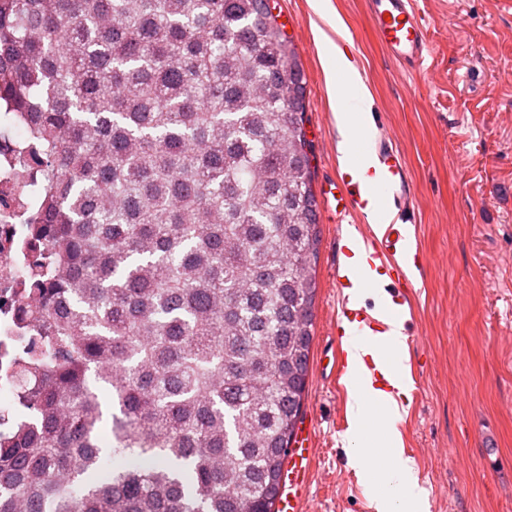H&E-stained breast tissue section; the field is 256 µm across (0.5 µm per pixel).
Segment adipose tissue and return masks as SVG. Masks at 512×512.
I'll use <instances>...</instances> for the list:
<instances>
[{
	"label": "adipose tissue",
	"instance_id": "1",
	"mask_svg": "<svg viewBox=\"0 0 512 512\" xmlns=\"http://www.w3.org/2000/svg\"><path fill=\"white\" fill-rule=\"evenodd\" d=\"M322 63L328 80L337 92L335 119L343 137L341 151H348L352 139V114L346 102L353 99L364 101L365 93L357 79L341 82L346 70V61L340 57L332 38H325ZM392 364L386 371L393 389L386 392L373 387L364 391H350L348 408L351 414L350 439L356 441L349 462L360 480L375 494V512H417L420 493L417 485L415 463L403 456L399 446L400 421L398 397L408 390V381L403 373L402 334L389 339Z\"/></svg>",
	"mask_w": 512,
	"mask_h": 512
}]
</instances>
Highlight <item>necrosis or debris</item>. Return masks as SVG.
<instances>
[{"mask_svg": "<svg viewBox=\"0 0 512 512\" xmlns=\"http://www.w3.org/2000/svg\"><path fill=\"white\" fill-rule=\"evenodd\" d=\"M31 140L16 113L0 108V431L20 419L19 401L33 390L36 378L22 379L15 367L20 351L39 347L40 326L20 320L19 308L28 277L26 217L33 205L29 192Z\"/></svg>", "mask_w": 512, "mask_h": 512, "instance_id": "obj_1", "label": "necrosis or debris"}]
</instances>
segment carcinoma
Here are the masks:
<instances>
[{
    "instance_id": "1",
    "label": "carcinoma",
    "mask_w": 512,
    "mask_h": 512,
    "mask_svg": "<svg viewBox=\"0 0 512 512\" xmlns=\"http://www.w3.org/2000/svg\"><path fill=\"white\" fill-rule=\"evenodd\" d=\"M305 98L268 0H0L47 327L0 512H274L313 341Z\"/></svg>"
}]
</instances>
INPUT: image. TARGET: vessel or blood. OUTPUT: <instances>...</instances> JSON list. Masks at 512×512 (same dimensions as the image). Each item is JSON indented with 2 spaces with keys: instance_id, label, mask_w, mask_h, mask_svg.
I'll use <instances>...</instances> for the list:
<instances>
[{
  "instance_id": "vessel-or-blood-1",
  "label": "vessel or blood",
  "mask_w": 512,
  "mask_h": 512,
  "mask_svg": "<svg viewBox=\"0 0 512 512\" xmlns=\"http://www.w3.org/2000/svg\"><path fill=\"white\" fill-rule=\"evenodd\" d=\"M373 31L388 54L411 70H420L426 49V23L414 0H368ZM359 147L339 165L332 180L336 218L345 221L357 215L373 216L375 223L362 236H344L336 265V288L342 305L336 315L344 335V323H356L375 333L388 332L389 319H404L411 304V270L424 267L421 251L411 248L407 217L392 218L394 209L408 196L405 162L389 144H379L372 161L360 158ZM366 282L371 288L388 289L383 317L369 308L346 305L347 288ZM316 450L311 436H297L288 451V484L282 487L276 512H299L303 492Z\"/></svg>"
}]
</instances>
